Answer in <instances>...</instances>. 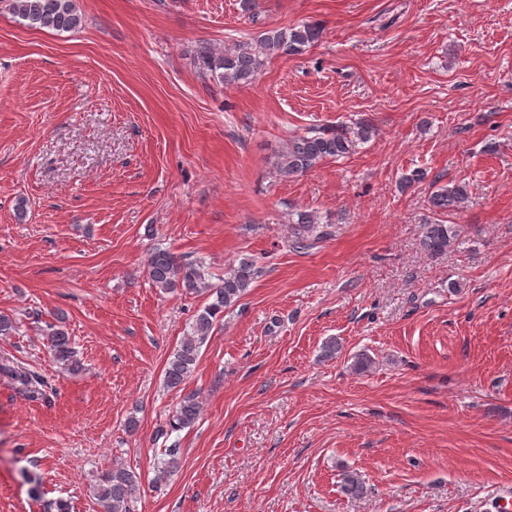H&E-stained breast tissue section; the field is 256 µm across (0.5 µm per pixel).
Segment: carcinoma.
Here are the masks:
<instances>
[{"instance_id":"obj_1","label":"carcinoma","mask_w":512,"mask_h":512,"mask_svg":"<svg viewBox=\"0 0 512 512\" xmlns=\"http://www.w3.org/2000/svg\"><path fill=\"white\" fill-rule=\"evenodd\" d=\"M9 6L31 29L72 32L82 26V16L75 0H9ZM320 35V25L310 22L288 29L269 28L256 40L237 44L222 52L202 46L194 57V65L204 78L226 85H247L257 80L266 60L299 55L317 42ZM372 133L373 127L364 122L358 123L355 131L329 126L313 127L290 137L273 157L272 166L283 177L304 174L328 159L349 155L357 142L369 139ZM467 200L468 188L462 183L440 185L431 192L429 205L437 218L423 224L420 246L425 255L436 257L448 252L456 240L457 229L456 225L445 223L442 215L462 209ZM327 235L328 230L314 214L306 211L297 213L293 247L304 249L310 241ZM147 273L152 285L163 291L179 288L187 294H206L212 298L196 315L190 334L183 338L167 363L165 385L176 389L194 372L200 349L218 316L240 301L259 278L262 268L255 259L242 257L224 272L220 283L212 284L205 276L203 265L185 262L174 253L157 248L149 256ZM44 335L56 362L66 370H77L79 361L75 342L68 329L60 323H48ZM0 373L8 375L30 398L48 399L52 384L40 372L5 360L0 363ZM200 413L199 395L193 392L183 395L169 416L167 426L158 429L157 436L165 438L193 425ZM340 489L350 497H361L366 492L359 475L347 468L342 469ZM140 495V477L119 462L103 473L96 485L95 496L102 512H133V504Z\"/></svg>"}]
</instances>
